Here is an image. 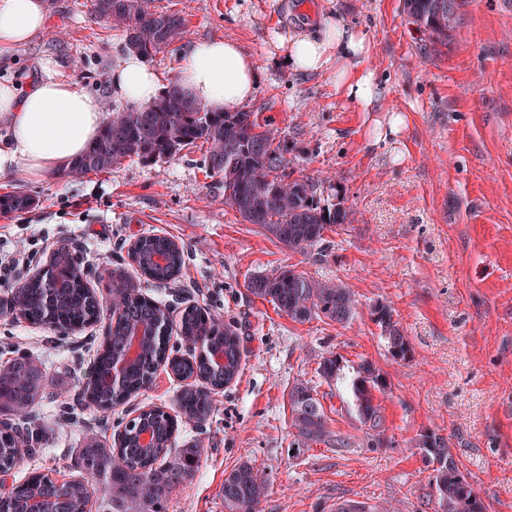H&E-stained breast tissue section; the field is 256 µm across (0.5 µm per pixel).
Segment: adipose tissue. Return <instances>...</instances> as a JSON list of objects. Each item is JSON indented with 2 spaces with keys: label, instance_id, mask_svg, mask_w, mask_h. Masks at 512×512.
<instances>
[{
  "label": "adipose tissue",
  "instance_id": "1",
  "mask_svg": "<svg viewBox=\"0 0 512 512\" xmlns=\"http://www.w3.org/2000/svg\"><path fill=\"white\" fill-rule=\"evenodd\" d=\"M44 0H0V64L45 30ZM317 37L280 40L294 70L330 72L338 90L372 111L379 96L367 68L369 42L343 22L324 19ZM112 94L145 105L161 92L157 71L139 54L122 48L112 67ZM177 78L190 96L215 112H235L253 97L259 80L254 59L230 39L194 43L183 53ZM106 119L101 100L60 77L46 62L27 86L0 82V178H42L66 168L95 140Z\"/></svg>",
  "mask_w": 512,
  "mask_h": 512
}]
</instances>
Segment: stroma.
Returning <instances> with one entry per match:
<instances>
[{
	"label": "stroma",
	"instance_id": "1",
	"mask_svg": "<svg viewBox=\"0 0 512 512\" xmlns=\"http://www.w3.org/2000/svg\"><path fill=\"white\" fill-rule=\"evenodd\" d=\"M43 33L0 67V81L26 86L45 60L63 76L122 109L109 84L120 29L88 13L89 0H47ZM187 21L182 41L152 67L175 77L188 43L231 38L258 65L259 87L245 108L288 148L293 177L315 175L324 196L341 201L350 224L327 233L321 248L289 250L224 204V187L206 177L199 150L166 162L124 161L105 173L42 180L0 178V194L33 197L34 208L0 215V257L20 250L32 259L0 275L9 305L21 277L52 263L64 247L102 300L113 273L139 281L163 300L172 320L189 306L242 339V369L214 390L202 419L182 416V385L159 368L150 384L102 418L76 395L100 351L95 324L67 334L0 314V363L24 354L45 368V397L32 412L46 437L26 454L17 478L33 472L78 478L85 438L113 443L126 422L161 407L177 417L173 448L202 450L194 479L178 488L167 512H225V471L247 462L269 492L262 512H336L339 502L369 512H436L430 469L414 440L431 429L448 436L460 470L486 512H512V0H463L447 45L431 47L403 11V0H155ZM360 28L368 67L381 87L379 107L402 111L399 141L375 143V113L339 91L330 73L285 64L276 46L292 34L315 35L321 18ZM182 246L185 264L168 284L142 280L129 256L141 236ZM293 268L341 282L357 309L346 324L324 317L298 323L246 288L249 277ZM392 307L413 354L394 360L373 308ZM335 352L372 361L387 388L377 393L385 443L364 445L368 428L319 385L333 431L351 446L335 452L293 445L288 392L313 380L320 357Z\"/></svg>",
	"mask_w": 512,
	"mask_h": 512
}]
</instances>
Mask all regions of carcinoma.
Returning a JSON list of instances; mask_svg holds the SVG:
<instances>
[{
    "mask_svg": "<svg viewBox=\"0 0 512 512\" xmlns=\"http://www.w3.org/2000/svg\"><path fill=\"white\" fill-rule=\"evenodd\" d=\"M458 7V0H404L407 17L429 35L434 46L448 44ZM91 11L121 28L126 47L147 59L168 51L186 33V19L180 12L159 10L153 0H91ZM193 148L203 151L206 176L217 177L224 185V205L242 222L259 226L268 237L293 251L319 248L326 232L350 223L342 203L323 197L321 179L291 178L285 144L258 123L254 113L210 112L190 98L175 79L151 103L113 113L98 138L64 170V175L107 172L126 159L167 161ZM33 205L29 196L0 195V212H22ZM156 256L164 258L165 264L154 262ZM183 262V252L172 239L159 235L141 239L136 264L144 276L167 282L179 273ZM48 273L60 283L53 298L47 297L44 281L35 277L16 289L13 312L31 324L49 325L64 333L93 318L104 322V346L94 365L98 372L110 371L113 361L125 356L131 336L146 330L141 352L126 365L123 380L106 390L85 384L82 399L86 404L104 412L123 404L145 388L158 366L168 359L173 371L202 378L214 389L240 372L237 333L205 317L197 308L184 310L180 332L188 341L203 339L207 346L188 359H173L168 340L158 335L169 325V309L140 293L133 280L123 276L112 280V312L105 315L100 310L102 303L84 284L80 266L68 251L57 254ZM246 288L299 323L322 315L343 324L356 308L354 294L343 284L291 269L256 274ZM373 316L390 356L408 359L411 346L393 321L392 309L379 304ZM212 348L223 351L224 366L219 372L211 367ZM316 374L327 385L340 388L347 408L372 430L367 447L383 445L382 419L373 391L385 389L386 382L374 364L363 359L350 365L342 355L330 352L321 357ZM46 388L44 369L31 359L21 356L0 364V418L4 419L0 473L6 475L17 465L18 445L33 454L40 452L34 446L40 441L39 433L26 430L20 434L15 424L30 420L32 408ZM289 403L297 448L320 443L348 447L346 438L332 437L315 387L295 383L289 390ZM181 408L189 418L207 416L212 408L211 392L203 388L183 392ZM176 425L165 412L149 411L128 421L123 436L112 447L89 437L75 454L81 479L59 486L48 475L34 473L12 484L0 497V512H31L33 508L38 512H84L91 484L98 491L97 512H166L171 494L193 480L200 461V449L195 446L171 451ZM147 429L153 435L148 448L140 444V434ZM415 448L431 465L429 483L438 512H486L484 501L460 471L448 437L425 430L415 438ZM221 493L227 512H261L268 484L252 465L242 463L224 473Z\"/></svg>",
    "mask_w": 512,
    "mask_h": 512,
    "instance_id": "1",
    "label": "carcinoma"
}]
</instances>
